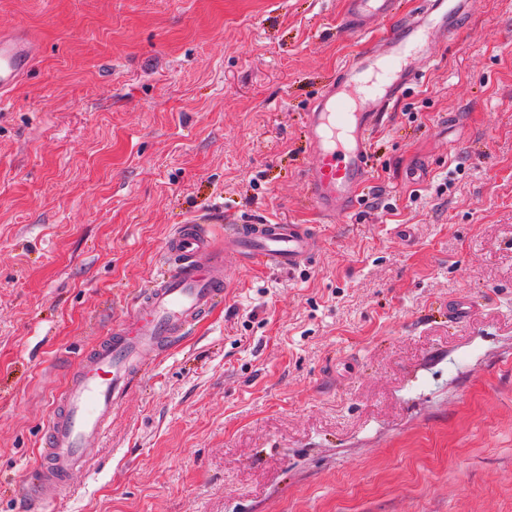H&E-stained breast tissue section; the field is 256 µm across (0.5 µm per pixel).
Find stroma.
Here are the masks:
<instances>
[{
  "instance_id": "1",
  "label": "stroma",
  "mask_w": 512,
  "mask_h": 512,
  "mask_svg": "<svg viewBox=\"0 0 512 512\" xmlns=\"http://www.w3.org/2000/svg\"><path fill=\"white\" fill-rule=\"evenodd\" d=\"M344 10L0 0L39 44L0 109V512L80 353L211 209L319 249L228 255L224 303L153 356L53 512H512V0H469L326 223L304 114L392 27L357 38Z\"/></svg>"
}]
</instances>
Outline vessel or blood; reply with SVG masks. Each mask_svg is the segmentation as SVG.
<instances>
[{"label":"vessel or blood","mask_w":512,"mask_h":512,"mask_svg":"<svg viewBox=\"0 0 512 512\" xmlns=\"http://www.w3.org/2000/svg\"><path fill=\"white\" fill-rule=\"evenodd\" d=\"M467 0H420L417 12L398 17V0H347L345 27L366 36L371 22L392 21L382 51L346 61L306 114V136L315 163L305 170L309 198L327 221L348 215L370 180L371 133L391 105L420 75L419 61L460 28ZM39 51L23 28L0 30V100L6 99ZM307 224L241 220L216 240L206 219L178 225L156 278L126 303L121 318L80 360L58 397L41 436L42 463L26 479L27 512H44L69 493L70 476L87 468L113 413L156 353L185 335L224 298L230 283L227 253L241 264L294 270L318 248Z\"/></svg>","instance_id":"1"}]
</instances>
